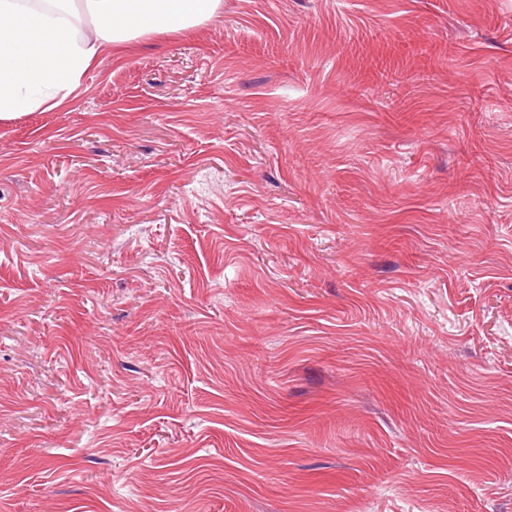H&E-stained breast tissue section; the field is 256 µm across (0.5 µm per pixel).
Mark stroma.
<instances>
[{
	"instance_id": "35a3bbf8",
	"label": "stroma",
	"mask_w": 512,
	"mask_h": 512,
	"mask_svg": "<svg viewBox=\"0 0 512 512\" xmlns=\"http://www.w3.org/2000/svg\"><path fill=\"white\" fill-rule=\"evenodd\" d=\"M0 512H512V0H222L0 121Z\"/></svg>"
}]
</instances>
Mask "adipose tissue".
Returning <instances> with one entry per match:
<instances>
[{
  "label": "adipose tissue",
  "mask_w": 512,
  "mask_h": 512,
  "mask_svg": "<svg viewBox=\"0 0 512 512\" xmlns=\"http://www.w3.org/2000/svg\"><path fill=\"white\" fill-rule=\"evenodd\" d=\"M47 2L43 9L0 0V120L57 106L106 48L202 25L221 0Z\"/></svg>",
  "instance_id": "adipose-tissue-1"
}]
</instances>
